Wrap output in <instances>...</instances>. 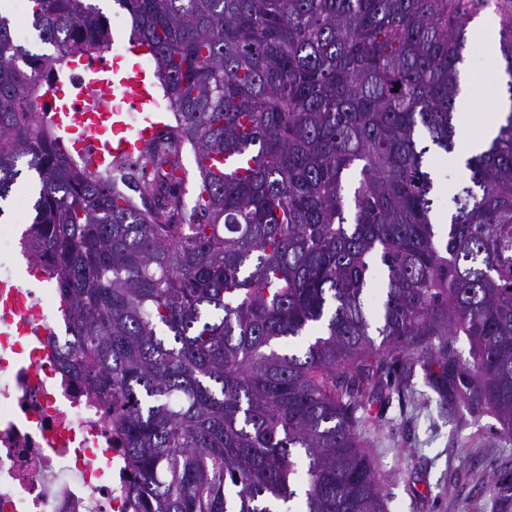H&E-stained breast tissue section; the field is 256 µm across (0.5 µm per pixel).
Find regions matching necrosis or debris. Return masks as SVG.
<instances>
[{"label": "necrosis or debris", "instance_id": "necrosis-or-debris-1", "mask_svg": "<svg viewBox=\"0 0 512 512\" xmlns=\"http://www.w3.org/2000/svg\"><path fill=\"white\" fill-rule=\"evenodd\" d=\"M11 225H0V286L22 302L0 309V512H131L125 450L103 410L58 361L59 309L35 265L18 269Z\"/></svg>", "mask_w": 512, "mask_h": 512}]
</instances>
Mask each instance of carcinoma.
<instances>
[{"mask_svg":"<svg viewBox=\"0 0 512 512\" xmlns=\"http://www.w3.org/2000/svg\"><path fill=\"white\" fill-rule=\"evenodd\" d=\"M115 3L174 122L110 179L74 165L39 111L42 64L103 51L108 18L28 0L54 50L37 55L0 10V216L30 172L23 246L64 304L59 363L118 433L135 512H387L356 411L434 336L466 337L469 358L409 356L399 386L419 366L439 404L488 409L512 440V0L511 105L444 228L424 157L454 150L466 28L489 0ZM188 150L254 165L197 168L188 203ZM202 164L212 172L232 175H244L247 167H251L253 160L248 154H225L224 156H213L209 159L204 158Z\"/></svg>","mask_w":512,"mask_h":512,"instance_id":"1","label":"carcinoma"}]
</instances>
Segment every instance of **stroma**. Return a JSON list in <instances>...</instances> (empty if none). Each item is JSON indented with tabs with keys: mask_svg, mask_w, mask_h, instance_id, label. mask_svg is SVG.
<instances>
[{
	"mask_svg": "<svg viewBox=\"0 0 512 512\" xmlns=\"http://www.w3.org/2000/svg\"><path fill=\"white\" fill-rule=\"evenodd\" d=\"M492 66L500 70L493 82ZM503 66L498 47L469 37L461 88L472 94L474 108L457 129V144L476 137L496 99L506 97ZM399 380L396 365L376 375L381 398L360 427L388 512H512V442L499 436L496 416L453 399L438 407L420 375L397 395Z\"/></svg>",
	"mask_w": 512,
	"mask_h": 512,
	"instance_id": "stroma-1",
	"label": "stroma"
}]
</instances>
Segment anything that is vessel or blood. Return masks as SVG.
<instances>
[{
    "label": "vessel or blood",
    "instance_id": "b4317fda",
    "mask_svg": "<svg viewBox=\"0 0 512 512\" xmlns=\"http://www.w3.org/2000/svg\"><path fill=\"white\" fill-rule=\"evenodd\" d=\"M81 89L100 98L101 106L74 108L65 93L55 90L50 95L52 120L60 131L90 143L96 164H105L110 156L133 157L163 127L152 83L141 65L122 73L111 65L92 70L82 79ZM252 164L245 153L214 156L204 162L213 172L232 175L245 174Z\"/></svg>",
    "mask_w": 512,
    "mask_h": 512
}]
</instances>
